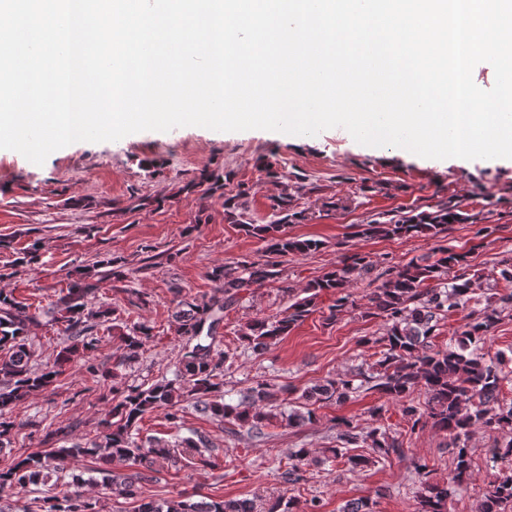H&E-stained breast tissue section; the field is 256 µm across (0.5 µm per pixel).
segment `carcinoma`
I'll use <instances>...</instances> for the list:
<instances>
[{
  "label": "carcinoma",
  "mask_w": 512,
  "mask_h": 512,
  "mask_svg": "<svg viewBox=\"0 0 512 512\" xmlns=\"http://www.w3.org/2000/svg\"><path fill=\"white\" fill-rule=\"evenodd\" d=\"M272 209L280 218L269 224L245 223L241 228L264 241L266 252L274 259L263 263L241 261L234 266L212 269L210 277L224 288L221 296L213 295L201 301L185 295L174 299L173 322L182 341L175 377L149 386L144 383L127 386L121 399L112 404L99 422L103 429L101 442L70 443L64 429L47 432L42 439L45 449L22 454L0 468V490L36 485L60 463L90 457L100 462L102 483L112 486L114 496L135 500L140 497L143 484L164 467L183 461L191 466H209L212 449L203 436L184 439L179 453L158 439L143 441L139 437V424L147 413L163 410L167 421L175 424L180 420L182 403L187 401L192 402L196 413L233 425L229 429L231 434L238 426L261 437L264 428L274 423L294 428L311 422L315 415L311 406L318 402L343 404L360 391H377L401 402L400 411L410 431L430 427L448 435L454 483L472 478L469 441L477 430L509 437L494 449L493 456L512 455V402L505 404L500 398L501 382L506 378L501 368L503 358L490 357L486 349L487 337L501 313L512 311V291L501 295L498 304H492L484 297L482 276L467 273L466 254L446 248L440 249L439 257L432 262L423 264L412 260L389 267L385 280L373 289L372 310L366 315L376 313L386 321L384 336L373 340L383 347L376 372L359 370L316 385L301 396L300 405L289 410L274 405V393L266 382L256 383L239 403L226 402L222 391L224 372L232 369L236 355L220 348L219 329L224 312L239 304L251 286L277 278L280 258L305 255L321 246L319 240L288 234V224L296 219V215L288 212V195L275 199ZM469 219L462 209L439 204L433 211L409 212L386 221L373 219L360 225L358 234L433 238L446 231L449 224H464ZM99 267H108L110 272L94 268L78 270L76 279L69 282L45 311L50 322L61 325L66 345L58 352L53 365L41 371L31 365L28 335L34 316L29 306L0 291V448L12 443L17 428L11 416L14 408L31 396L49 390L74 357L84 358L83 367L89 378L104 376L89 355L98 349L101 342L98 326L111 311L90 308L89 298L103 279L110 276L112 281L120 282L124 272L112 268L110 260L101 261ZM371 267L368 257L352 254L349 262L310 281L301 290L303 297L296 298L283 312L255 318L241 326L239 339L253 353H262L315 311L319 298L324 295L332 296L329 319H336L354 307L348 292L352 277L369 273ZM454 268L460 273L448 277V271ZM453 313L462 314L466 323L455 343L439 348L433 339L440 322ZM118 336L121 366L137 362L153 338L151 327L145 324L128 332L120 329ZM417 391L424 392V401L413 397ZM335 427L336 446L328 452L336 459H343L351 471L391 455H403L402 443L385 429H360L344 419L337 420ZM353 446L367 448L369 453L352 454ZM291 457L288 468L280 473L281 481L288 486L303 480V467L311 458V450L296 448ZM116 461L127 463L131 472L112 471V463ZM414 470L418 477L414 512H448V487L429 482L424 460L415 461ZM84 483L82 476L74 475L72 487L60 489L54 485L45 490L43 512H96L95 503L81 491ZM511 503L512 475L506 474L486 483L478 512H505V505ZM136 512H295V499L278 497L265 503L259 511L256 503L247 498L195 502L189 497H179L143 500Z\"/></svg>",
  "instance_id": "obj_1"
}]
</instances>
